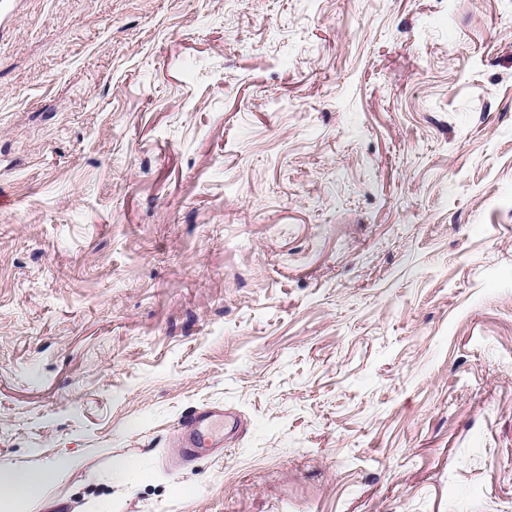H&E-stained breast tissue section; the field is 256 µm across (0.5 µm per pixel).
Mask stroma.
Segmentation results:
<instances>
[{"mask_svg": "<svg viewBox=\"0 0 512 512\" xmlns=\"http://www.w3.org/2000/svg\"><path fill=\"white\" fill-rule=\"evenodd\" d=\"M65 452L53 512H512V0H0V466ZM212 417L208 412L198 413L185 421V426L190 429L193 434L191 446L199 448L208 445L216 437L215 427L212 423Z\"/></svg>", "mask_w": 512, "mask_h": 512, "instance_id": "35a3bbf8", "label": "stroma"}]
</instances>
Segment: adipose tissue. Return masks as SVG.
I'll return each instance as SVG.
<instances>
[{"label":"adipose tissue","mask_w":512,"mask_h":512,"mask_svg":"<svg viewBox=\"0 0 512 512\" xmlns=\"http://www.w3.org/2000/svg\"><path fill=\"white\" fill-rule=\"evenodd\" d=\"M81 465L80 455L66 452L36 468L0 467V512H15L23 506H48L50 486Z\"/></svg>","instance_id":"adipose-tissue-1"}]
</instances>
